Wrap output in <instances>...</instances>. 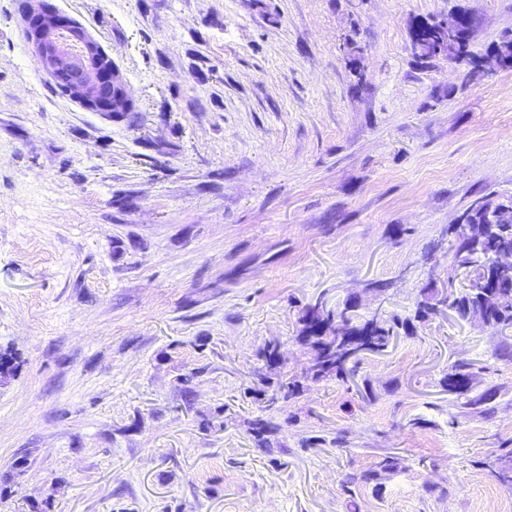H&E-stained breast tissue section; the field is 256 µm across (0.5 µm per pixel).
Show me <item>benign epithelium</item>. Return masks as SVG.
<instances>
[{
	"mask_svg": "<svg viewBox=\"0 0 512 512\" xmlns=\"http://www.w3.org/2000/svg\"><path fill=\"white\" fill-rule=\"evenodd\" d=\"M27 17L30 18L28 43L43 70L51 76L65 62L72 71L69 87L72 97L92 110L103 112L128 101L123 79L88 33H79L80 55L72 57L68 47L56 37L58 29L70 25L71 21L58 14L46 0H37V4L29 7Z\"/></svg>",
	"mask_w": 512,
	"mask_h": 512,
	"instance_id": "7a95c632",
	"label": "benign epithelium"
}]
</instances>
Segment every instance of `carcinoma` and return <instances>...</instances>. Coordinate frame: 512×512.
I'll return each instance as SVG.
<instances>
[{"label":"carcinoma","instance_id":"obj_1","mask_svg":"<svg viewBox=\"0 0 512 512\" xmlns=\"http://www.w3.org/2000/svg\"><path fill=\"white\" fill-rule=\"evenodd\" d=\"M472 26L473 19L469 16L467 25L460 26L459 34L455 36L447 29L436 28L434 19L422 22L419 40L430 43L431 49L413 50L415 62L421 66L429 65L436 60V50L439 49L451 56L456 64L470 66L469 73H474L472 66L477 56L469 50V37L464 35ZM483 200V206L473 211L468 230L460 232L454 225H448V250L453 253L457 267L464 270L465 278L472 279L471 287L440 296H426L417 303L414 317L404 319L397 315L381 316L376 320L363 318L350 304L327 311L315 304L306 307L300 317L301 334L313 351L314 360L301 375H294L286 382L266 381L264 410L273 412L284 408L288 400L299 393L304 381L349 380L355 376L362 353H380L398 336L415 335L416 323L443 311L446 303L461 320L475 314L483 316L489 330L496 335L512 330V299L499 303L494 300L501 293L512 295V266H498L489 261V255L495 250L512 252V199L496 200L487 195ZM441 383L448 392L456 395V407L492 410L490 404L496 398L497 388L492 385L472 395L469 364L457 362L452 365ZM279 430L280 425L273 417L259 419L252 427L254 441L258 447L270 452ZM394 467L395 461L386 456L373 469L348 474L345 483L351 486L367 484Z\"/></svg>","mask_w":512,"mask_h":512}]
</instances>
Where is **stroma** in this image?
Wrapping results in <instances>:
<instances>
[{"mask_svg": "<svg viewBox=\"0 0 512 512\" xmlns=\"http://www.w3.org/2000/svg\"><path fill=\"white\" fill-rule=\"evenodd\" d=\"M49 2L133 110L60 93L30 0H0V512H512L492 474L512 361L448 311L364 356L374 400L307 381L279 450L251 430L259 350L277 343L275 379L311 357L306 306L405 318L425 285H463L449 225L512 197V68L418 66L411 31L465 10L481 57L512 0ZM459 360L493 411L454 407ZM385 456L396 471L344 491Z\"/></svg>", "mask_w": 512, "mask_h": 512, "instance_id": "1", "label": "stroma"}]
</instances>
